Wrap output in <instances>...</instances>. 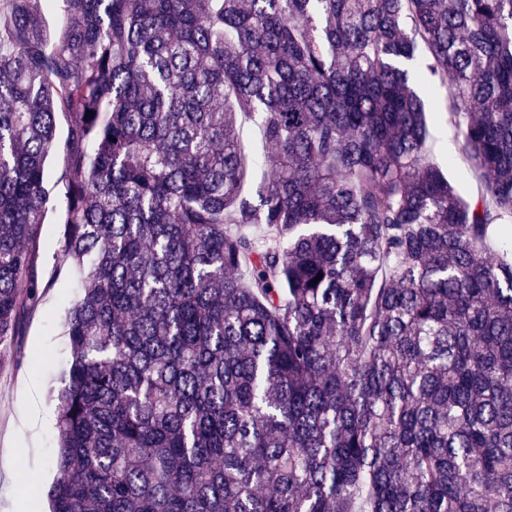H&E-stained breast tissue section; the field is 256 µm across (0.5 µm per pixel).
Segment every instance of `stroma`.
Returning a JSON list of instances; mask_svg holds the SVG:
<instances>
[{
  "mask_svg": "<svg viewBox=\"0 0 512 512\" xmlns=\"http://www.w3.org/2000/svg\"><path fill=\"white\" fill-rule=\"evenodd\" d=\"M47 168L49 203L39 253L43 294L22 329L23 360L17 365L8 360L0 364V512H47V493L57 478L55 426L34 434L19 427L29 410L32 385H39L46 408L56 407L52 392L60 385L69 353L65 319L79 295L77 275L61 251V158L49 156Z\"/></svg>",
  "mask_w": 512,
  "mask_h": 512,
  "instance_id": "obj_1",
  "label": "stroma"
}]
</instances>
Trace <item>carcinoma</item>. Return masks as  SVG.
<instances>
[{
	"label": "carcinoma",
	"instance_id": "cac0c4a2",
	"mask_svg": "<svg viewBox=\"0 0 512 512\" xmlns=\"http://www.w3.org/2000/svg\"><path fill=\"white\" fill-rule=\"evenodd\" d=\"M46 2L0 8V347L59 153L51 512H512V0ZM431 127L434 135V157L436 161L442 164L450 180L457 185L465 196L473 195L476 192L477 181L470 171L464 167L452 166L447 168L446 164H443L446 162L448 155H455L458 148L454 127L445 120L432 122Z\"/></svg>",
	"mask_w": 512,
	"mask_h": 512
}]
</instances>
